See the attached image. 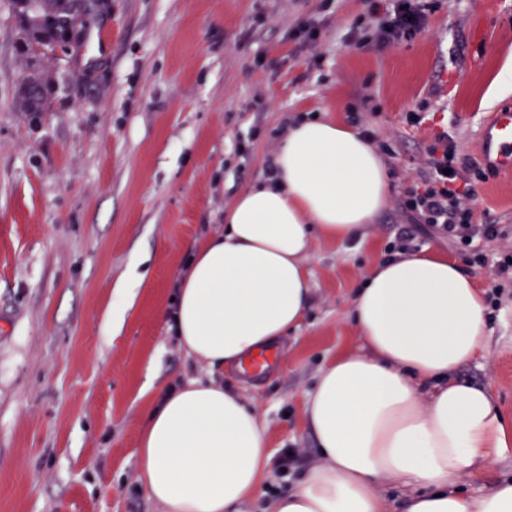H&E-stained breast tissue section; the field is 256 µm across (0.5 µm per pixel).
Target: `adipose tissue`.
I'll return each mask as SVG.
<instances>
[{
	"mask_svg": "<svg viewBox=\"0 0 512 512\" xmlns=\"http://www.w3.org/2000/svg\"><path fill=\"white\" fill-rule=\"evenodd\" d=\"M273 166L225 210L223 233L198 246L178 288L174 332L210 367H242L297 328L314 238H363L388 203L375 147L333 119L290 125ZM485 310L456 262L426 252L379 261L352 301L364 351L330 361L306 397L324 462L266 512H512V479L477 497L456 489L504 444L490 392L454 376L483 347ZM265 428L257 404L189 380L151 409L139 479L164 512H240L272 471ZM386 483L401 490L400 504L380 492Z\"/></svg>",
	"mask_w": 512,
	"mask_h": 512,
	"instance_id": "ef3b65f1",
	"label": "adipose tissue"
}]
</instances>
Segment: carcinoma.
<instances>
[{"instance_id": "cac0c4a2", "label": "carcinoma", "mask_w": 512, "mask_h": 512, "mask_svg": "<svg viewBox=\"0 0 512 512\" xmlns=\"http://www.w3.org/2000/svg\"><path fill=\"white\" fill-rule=\"evenodd\" d=\"M16 19L17 49L25 58L17 104L25 112H44L55 88L46 61L70 63L82 42H70V36L84 34L93 0H11Z\"/></svg>"}]
</instances>
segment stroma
<instances>
[{"label": "stroma", "mask_w": 512, "mask_h": 512, "mask_svg": "<svg viewBox=\"0 0 512 512\" xmlns=\"http://www.w3.org/2000/svg\"><path fill=\"white\" fill-rule=\"evenodd\" d=\"M436 3L414 39L375 50L349 35L363 0H111L94 24L111 41L55 65L52 106L31 114L15 103L25 62L0 0V512H163L139 482V435L157 396L195 377L264 413L265 500L294 488L322 461L304 397L329 361L363 350L352 299L403 236L410 251L457 261L490 296L486 345L456 376L512 417V274L499 271L512 254V175L477 187L475 227L500 232L476 237L481 265L397 210L435 133L451 129L479 161L482 122L512 106L497 84L512 67V0ZM301 16L321 30L320 65L291 37ZM423 103L426 123L409 129L406 112ZM356 116L393 148L385 209L363 240H315L310 305L262 374L188 357L167 317L197 246L267 175L288 123ZM511 476L512 440L458 487L480 495Z\"/></svg>", "instance_id": "obj_1"}]
</instances>
